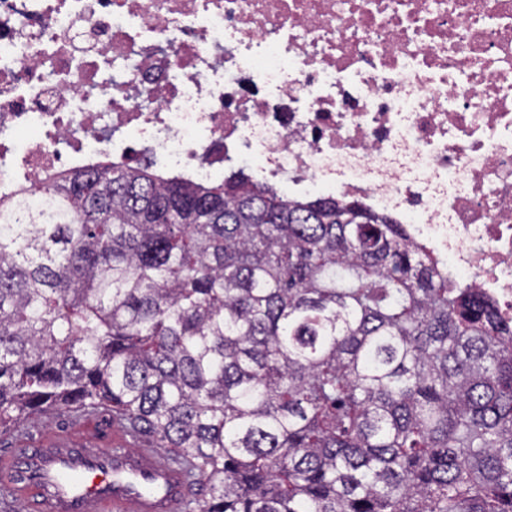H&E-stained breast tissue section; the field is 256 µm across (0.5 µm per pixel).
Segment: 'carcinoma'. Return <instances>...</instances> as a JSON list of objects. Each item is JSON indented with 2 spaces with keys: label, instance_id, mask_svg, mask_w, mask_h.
<instances>
[{
  "label": "carcinoma",
  "instance_id": "cac0c4a2",
  "mask_svg": "<svg viewBox=\"0 0 512 512\" xmlns=\"http://www.w3.org/2000/svg\"><path fill=\"white\" fill-rule=\"evenodd\" d=\"M101 407L184 512H512V326L403 225L241 171L0 197V425Z\"/></svg>",
  "mask_w": 512,
  "mask_h": 512
}]
</instances>
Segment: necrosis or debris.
<instances>
[{"label": "necrosis or debris", "instance_id": "obj_1", "mask_svg": "<svg viewBox=\"0 0 512 512\" xmlns=\"http://www.w3.org/2000/svg\"><path fill=\"white\" fill-rule=\"evenodd\" d=\"M144 146L358 201L512 323V0H0V193Z\"/></svg>", "mask_w": 512, "mask_h": 512}]
</instances>
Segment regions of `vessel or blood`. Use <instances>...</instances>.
Here are the masks:
<instances>
[{
  "instance_id": "obj_1",
  "label": "vessel or blood",
  "mask_w": 512,
  "mask_h": 512,
  "mask_svg": "<svg viewBox=\"0 0 512 512\" xmlns=\"http://www.w3.org/2000/svg\"><path fill=\"white\" fill-rule=\"evenodd\" d=\"M187 485L174 459L121 439L107 451L65 437L0 456V486L36 512H179Z\"/></svg>"
}]
</instances>
